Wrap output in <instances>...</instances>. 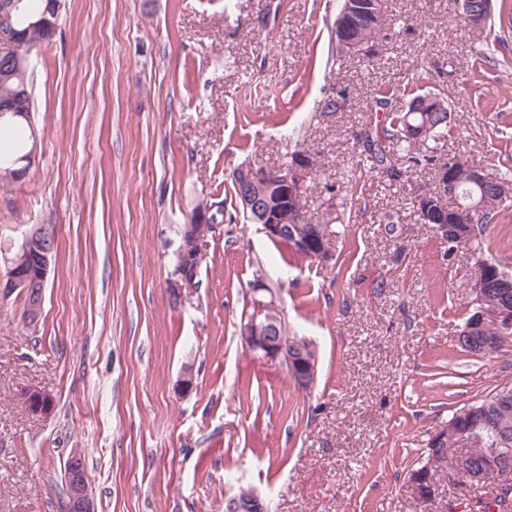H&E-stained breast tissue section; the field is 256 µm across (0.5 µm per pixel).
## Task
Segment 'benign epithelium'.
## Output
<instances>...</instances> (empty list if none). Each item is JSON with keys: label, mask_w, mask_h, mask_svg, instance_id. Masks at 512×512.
I'll return each instance as SVG.
<instances>
[{"label": "benign epithelium", "mask_w": 512, "mask_h": 512, "mask_svg": "<svg viewBox=\"0 0 512 512\" xmlns=\"http://www.w3.org/2000/svg\"><path fill=\"white\" fill-rule=\"evenodd\" d=\"M375 6L373 0H342V5L336 20V43L349 53L358 54L362 51V43L351 32L349 18L360 12H365ZM307 172L305 160L298 159L290 172L283 169L252 168L243 173L241 180L245 190L240 195V204L245 213L253 214L259 221L262 231L275 242L286 241L295 251H304L316 258L320 263L327 264L333 260V255L324 249L313 248V241L319 229L303 228L288 229L287 221L292 214L283 206L284 199L302 191L301 176ZM459 178L454 173L443 169L436 179V192L451 203L457 202L456 188ZM216 229L214 224H186L183 229L180 251L192 252V258H197L200 252L194 246L201 244L208 233ZM39 255L42 275H47L55 251V244L44 240L30 230L25 235L20 253L6 275L0 277V296L5 298L16 291L27 293L31 288L27 275L21 273L19 266L31 252ZM253 313L248 325L242 329L245 346L259 352L272 361H283L294 367L298 357L288 352V348L277 336V325L273 323L270 313L276 310V292L263 279L252 284ZM478 321L503 323L512 325V314L502 310H483ZM446 470L450 474L464 476L471 484L490 487L494 494L512 493V466L502 460L496 448L487 450L480 466L473 465L470 456L463 452L456 453L451 458L440 462L431 461L426 470L432 468ZM409 483L415 497L426 502L433 497V491L426 488V482L420 480L419 474L410 472ZM232 512H267V505L257 494L246 500L234 499L229 503ZM65 512H92V504L88 492V480L83 468L81 454L73 452L67 465V483L65 497Z\"/></svg>", "instance_id": "obj_1"}]
</instances>
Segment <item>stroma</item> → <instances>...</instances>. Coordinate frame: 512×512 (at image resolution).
<instances>
[{
    "instance_id": "obj_1",
    "label": "stroma",
    "mask_w": 512,
    "mask_h": 512,
    "mask_svg": "<svg viewBox=\"0 0 512 512\" xmlns=\"http://www.w3.org/2000/svg\"><path fill=\"white\" fill-rule=\"evenodd\" d=\"M30 55L40 161L0 181V274L36 224L56 227L42 315L0 298V512H60L80 451L94 512H471L482 487L416 501L408 477L453 411L512 383V342L461 351L476 265L421 223L419 168L368 173L359 133L374 98L448 103L440 160L512 174V32L465 25L452 0H386L373 55L339 52L340 0H64ZM342 94L343 110L324 101ZM315 153L306 216L330 230L323 266L258 225L222 224L196 285L171 304L178 230L204 198L233 213L232 175ZM486 257L512 258V204L490 205ZM396 230L386 233V222ZM263 273L321 370L310 391L238 333ZM193 384L182 390L184 370ZM49 395L30 412L29 392Z\"/></svg>"
}]
</instances>
